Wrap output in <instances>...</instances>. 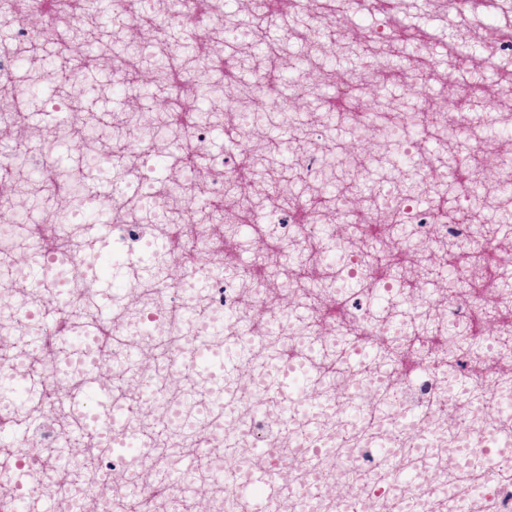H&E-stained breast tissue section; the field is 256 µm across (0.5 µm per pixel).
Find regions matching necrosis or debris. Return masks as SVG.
Returning <instances> with one entry per match:
<instances>
[{
  "mask_svg": "<svg viewBox=\"0 0 512 512\" xmlns=\"http://www.w3.org/2000/svg\"><path fill=\"white\" fill-rule=\"evenodd\" d=\"M112 4L117 20H147L152 37L134 55L113 54L107 92L129 94L131 61L149 70L161 57L181 74L163 85L164 111L80 108L92 83L85 56L69 55L56 79L34 53L62 45L54 15L40 0L21 11L0 0L14 29L0 45V131L15 133L0 143V169L18 188L0 198V379L39 387L22 400L0 390V426L26 436L0 445V508L29 494L56 512H194L192 490L204 486L209 512H244L240 482L273 466L285 496L271 512H512V453L499 450L512 437V265L484 271L488 255L512 248V154L500 150L512 118L477 96L428 113L458 88L404 57L385 0H371L355 43L330 49L319 25L348 0H307L274 37L258 22L266 0H246L231 19L222 0L204 14L178 0ZM175 27L260 47L252 82L188 66L169 40ZM291 42L305 48L301 72L275 83L272 65ZM345 49L359 66L334 85L344 111H292L321 99L306 74L334 70ZM396 61L422 105L385 95ZM190 95L215 111L174 122ZM33 100L60 121L29 124ZM272 126L283 138L257 151L256 132ZM223 129L234 148L205 152ZM365 141L373 150H360ZM172 159L179 178H159ZM191 202L199 220L187 226ZM223 202L248 216L225 227L247 251L230 264L212 257ZM102 210L112 260L130 269L105 315L101 243L89 233ZM395 253L410 264L392 266ZM36 266L50 274L42 290L30 286ZM49 307L64 328L52 342L38 327ZM204 340L238 357L218 409L214 385L186 367ZM285 371L303 388L292 405L275 392ZM91 375L111 395L115 424L71 406ZM127 432L142 455L135 470L110 452Z\"/></svg>",
  "mask_w": 512,
  "mask_h": 512,
  "instance_id": "obj_1",
  "label": "necrosis or debris"
}]
</instances>
